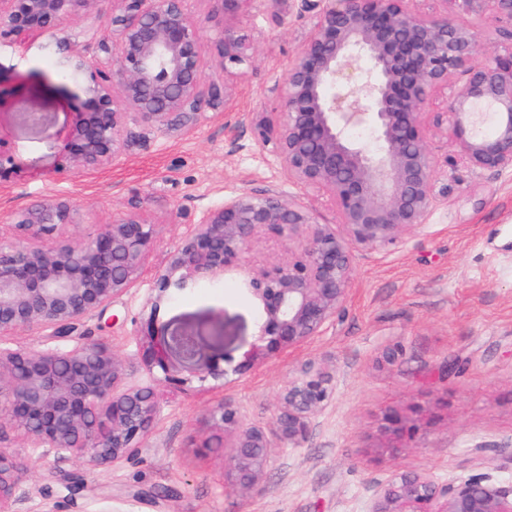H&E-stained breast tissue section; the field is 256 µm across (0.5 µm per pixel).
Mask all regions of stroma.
Returning a JSON list of instances; mask_svg holds the SVG:
<instances>
[{"mask_svg": "<svg viewBox=\"0 0 512 512\" xmlns=\"http://www.w3.org/2000/svg\"><path fill=\"white\" fill-rule=\"evenodd\" d=\"M269 0H249L240 25L250 61L234 79L231 108L205 106L189 130L162 134L140 125L124 132L111 164L62 174L82 99L60 78L33 34L25 52L0 48V225L38 197L68 198L75 221L62 233L78 241L139 207L156 226L143 272L104 311L85 316L71 345L103 343L126 367L124 387H148L158 412L134 455L106 464L30 447L18 431L0 441L21 467L15 512H367L375 489L393 475L423 472L437 481L488 472L512 480V173L447 168L454 151L446 128L429 149L436 179L454 193L426 226L386 250L357 252L347 301L322 332L293 351L256 359L258 310L235 268L181 292L159 291L156 274L190 231L200 209L242 192H278L321 224L339 218L321 193L289 181L282 160L255 139L249 113L273 111L286 69L313 25L281 0V23ZM46 116L32 124L30 113ZM197 332L226 376L199 381L196 367L171 356L169 372L141 362V328ZM447 361L461 373L441 379ZM308 362L335 378V395L298 448L275 449L264 480L241 493L224 481L225 449L208 425L213 406L234 401L249 422L270 425L280 393ZM183 385L170 383V376ZM425 405L433 420L412 447L377 450L382 413ZM88 488L68 499L63 475Z\"/></svg>", "mask_w": 512, "mask_h": 512, "instance_id": "1", "label": "stroma"}]
</instances>
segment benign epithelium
<instances>
[{
    "label": "benign epithelium",
    "instance_id": "1",
    "mask_svg": "<svg viewBox=\"0 0 512 512\" xmlns=\"http://www.w3.org/2000/svg\"><path fill=\"white\" fill-rule=\"evenodd\" d=\"M94 0H0V46L16 47L37 31H59L56 67L83 86L85 98L64 169L77 173L106 165L124 146L131 123L158 131L190 129L199 120L208 71L239 74L252 45L237 26L249 0H208L207 19L222 30L209 55L201 50L202 22L184 0H112V29L95 38L88 55L66 33L69 18ZM454 13L423 15L405 0H296L297 15L315 19L288 64L277 111L252 123L255 139L284 161L288 180L331 200L339 224H319L300 204L278 194L243 192L202 210L172 252L160 289L186 288L233 266L263 233L294 244L288 261L251 266L245 288L260 305V351L292 350L332 322L354 274L355 252L400 244L426 226L431 210L453 186L435 178L430 132L451 123L458 164L476 173L512 171V0H444ZM492 28L500 50L478 62L480 34ZM465 82L452 88L456 75ZM448 90L446 109L427 112L430 96ZM489 114L483 134L474 117ZM369 129L372 143L349 138ZM73 223L69 200H34L23 208L10 236L0 235V335L40 329L67 341L84 316L102 311L133 284L155 225L142 210L113 219L79 242L61 229ZM201 359L188 330L163 335L143 353L145 366L169 372L167 353ZM125 369L101 343L71 349H0V440L17 430L35 448L77 453L93 463L134 455L154 421L149 388L120 389ZM334 377L306 364L278 398L272 425L249 423L224 400L209 425L230 437L224 479L249 492L258 486L275 448H297L316 415L334 395ZM420 405L390 408L378 451L397 454L420 434ZM17 467L0 449V512H11ZM368 512H512V483L488 474L444 484L419 473L392 477L373 496Z\"/></svg>",
    "mask_w": 512,
    "mask_h": 512
}]
</instances>
